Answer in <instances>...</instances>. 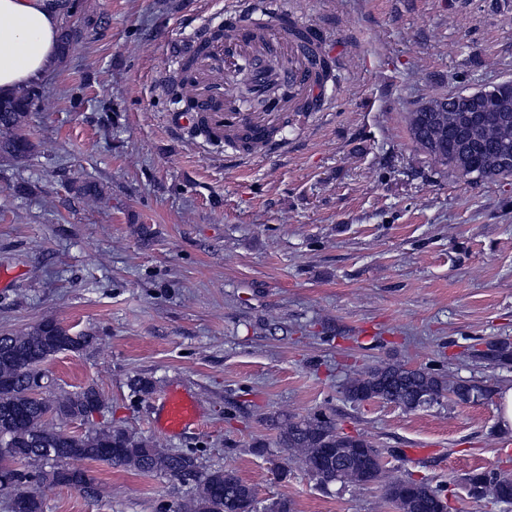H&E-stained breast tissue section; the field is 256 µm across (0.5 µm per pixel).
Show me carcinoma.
<instances>
[{
  "instance_id": "1",
  "label": "carcinoma",
  "mask_w": 512,
  "mask_h": 512,
  "mask_svg": "<svg viewBox=\"0 0 512 512\" xmlns=\"http://www.w3.org/2000/svg\"><path fill=\"white\" fill-rule=\"evenodd\" d=\"M40 92L23 87L0 94V156L14 161L29 157L34 145L25 133L29 112ZM427 113H408L413 141L436 162L476 181L512 177V112H483L480 123L463 142H448V113L425 121ZM95 337L74 335L54 319H46L26 332L0 334V495L9 512H44L40 488L64 485L79 491L98 482L83 467L89 461L109 462L144 474L193 482L189 501L174 512H255L256 492L233 470L201 467L188 452H169L153 442L119 429L90 428L75 435L62 417H77L103 405L97 387L31 392L32 382L45 377L43 364L62 351L80 352ZM345 394L355 403L383 400L413 411L440 403L448 395L460 402L488 396L482 386L451 382L431 368L384 363L351 377ZM279 442L291 451L309 475L322 485L378 484L385 499L398 512H447L445 489L423 479L404 478L386 468L381 453L363 435H348L325 416L281 424ZM367 448V453H355ZM25 463L32 470L15 467ZM477 498L489 497L512 504V479L475 471L465 478Z\"/></svg>"
}]
</instances>
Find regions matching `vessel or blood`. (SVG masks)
<instances>
[{
	"instance_id": "obj_1",
	"label": "vessel or blood",
	"mask_w": 512,
	"mask_h": 512,
	"mask_svg": "<svg viewBox=\"0 0 512 512\" xmlns=\"http://www.w3.org/2000/svg\"><path fill=\"white\" fill-rule=\"evenodd\" d=\"M261 18L252 11L237 10L224 17V33L209 37L202 55L193 87L196 108L179 112L170 118L178 129H189L204 123L213 140L233 142L241 131H248L259 142L265 141L268 131L277 120L268 112L242 115L239 103L232 93L214 85V69L232 70L250 65L259 89L285 88L277 110L295 111L300 97L315 90V79L322 67V58L314 54L313 43L323 37L316 28H308L309 43L296 42L291 29L302 26L301 20L287 9L279 7L277 0H265ZM200 408L193 396L170 390L165 396L158 425L165 433L177 434L198 421Z\"/></svg>"
}]
</instances>
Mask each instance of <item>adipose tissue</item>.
<instances>
[{
  "instance_id": "1",
  "label": "adipose tissue",
  "mask_w": 512,
  "mask_h": 512,
  "mask_svg": "<svg viewBox=\"0 0 512 512\" xmlns=\"http://www.w3.org/2000/svg\"><path fill=\"white\" fill-rule=\"evenodd\" d=\"M58 35L59 13L48 0H0V91L52 70Z\"/></svg>"
}]
</instances>
